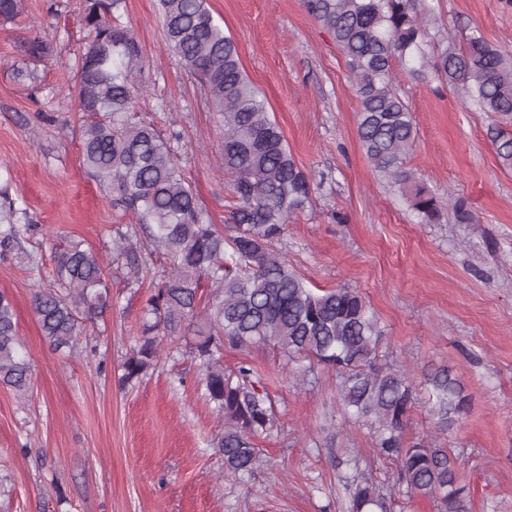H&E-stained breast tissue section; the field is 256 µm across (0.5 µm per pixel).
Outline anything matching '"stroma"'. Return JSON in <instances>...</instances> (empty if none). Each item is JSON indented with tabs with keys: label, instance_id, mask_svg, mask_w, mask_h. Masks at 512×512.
Instances as JSON below:
<instances>
[{
	"label": "stroma",
	"instance_id": "obj_1",
	"mask_svg": "<svg viewBox=\"0 0 512 512\" xmlns=\"http://www.w3.org/2000/svg\"><path fill=\"white\" fill-rule=\"evenodd\" d=\"M209 3L313 178L310 203L281 240L290 263L312 289L347 283L369 301L383 329L380 363L419 386L431 369L452 371L467 413L443 433L417 404L405 437L457 456L467 512H512V166L495 154L492 115L470 105L462 85L394 67L417 130L407 165L442 205L437 223H421L367 159L344 54L303 0ZM430 3L428 41L460 45L477 29L512 52V0ZM84 4L25 0L20 18L0 22V191L39 227L21 240L33 262L0 255V292L15 305L32 372L26 394L0 386V512H348L355 466L371 470L388 512H437L397 483L368 427L338 413L340 379L330 368L265 346L225 349V368L256 369L277 409L261 462L241 481L224 473L216 451L224 420L197 385V360L164 353L125 382L161 255L137 275L113 263L110 309L81 326L95 352L69 356L44 341L32 297L55 285L54 249L80 242L110 254L117 229L133 221L82 162L68 67L85 46ZM124 10L145 58L135 106L170 140L201 210L228 231L223 131L204 90L166 47L158 0H125ZM49 33L52 57L23 53L25 41ZM452 195L468 201L474 223L454 221Z\"/></svg>",
	"mask_w": 512,
	"mask_h": 512
}]
</instances>
